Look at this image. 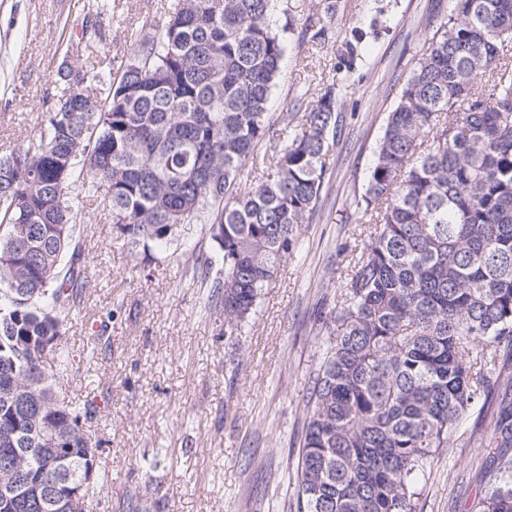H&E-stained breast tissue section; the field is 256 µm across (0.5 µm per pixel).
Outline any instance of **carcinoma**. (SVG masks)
I'll use <instances>...</instances> for the list:
<instances>
[{"mask_svg":"<svg viewBox=\"0 0 512 512\" xmlns=\"http://www.w3.org/2000/svg\"><path fill=\"white\" fill-rule=\"evenodd\" d=\"M277 0H177L102 72L64 53L39 128L0 159V450L42 482L96 463L97 413L60 394L63 336L87 287L82 203L109 200L112 239L178 258L200 224L197 278L229 336L256 312L320 209L356 61L302 111L269 115L287 51ZM88 10L65 44L105 45ZM336 13L309 19L322 43ZM512 0H455L401 86L355 207L370 225L322 327L306 399L297 512H416V485L480 402L499 449L477 512H512ZM67 435L66 453L50 440Z\"/></svg>","mask_w":512,"mask_h":512,"instance_id":"carcinoma-1","label":"carcinoma"}]
</instances>
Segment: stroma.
Instances as JSON below:
<instances>
[{"label":"stroma","mask_w":512,"mask_h":512,"mask_svg":"<svg viewBox=\"0 0 512 512\" xmlns=\"http://www.w3.org/2000/svg\"><path fill=\"white\" fill-rule=\"evenodd\" d=\"M174 0H110L106 50L79 46L78 62L116 67L132 50L144 18L163 27ZM321 0H278L273 19L294 18L282 80L270 111H290L296 94L316 99L360 44L340 101L346 114L321 209L303 224L241 334H224V314L184 263L145 267L112 239L103 205L83 211L88 284L65 344L76 370L67 400L97 396L87 428L96 445L92 512H296L295 470L311 376L326 346L317 320L338 295L368 225L351 204L404 79L453 0H336L334 36L302 37ZM87 0H0V156L38 128L64 45V24L81 23ZM106 324L104 338L95 329ZM476 413L459 424L420 484L416 512H469L479 468L494 449L473 439Z\"/></svg>","instance_id":"1"}]
</instances>
